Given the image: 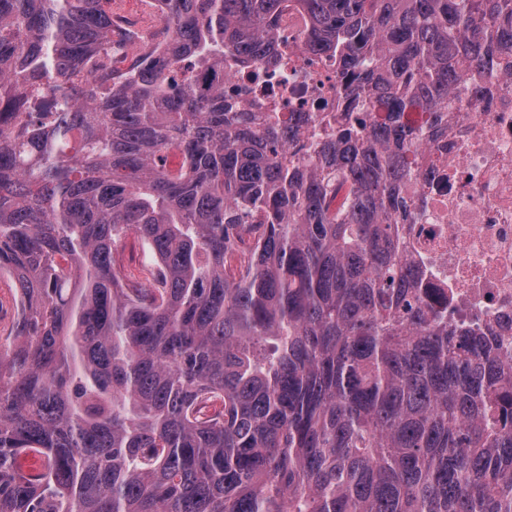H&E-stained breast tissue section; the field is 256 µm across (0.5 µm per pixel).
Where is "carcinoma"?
<instances>
[{"label":"carcinoma","instance_id":"obj_1","mask_svg":"<svg viewBox=\"0 0 512 512\" xmlns=\"http://www.w3.org/2000/svg\"><path fill=\"white\" fill-rule=\"evenodd\" d=\"M299 5L346 111L385 112L311 147L224 97V57L275 63L283 0H168V54L103 90L75 78L112 0H0V512H512V360L402 236L403 112L440 127L512 54V0ZM116 256L127 268L137 272L142 267L144 259L142 242L135 234H129L118 242Z\"/></svg>","mask_w":512,"mask_h":512}]
</instances>
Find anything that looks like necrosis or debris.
Masks as SVG:
<instances>
[{"mask_svg":"<svg viewBox=\"0 0 512 512\" xmlns=\"http://www.w3.org/2000/svg\"><path fill=\"white\" fill-rule=\"evenodd\" d=\"M309 21L288 5L279 21L277 66L258 59L224 61L225 96L256 113L291 112L302 132L320 131L324 118L343 116L335 61L307 41ZM117 47L124 68L101 77L130 78L145 54H158L167 37L144 36L121 19ZM495 70L467 67L441 129L429 130L411 108L406 124L423 131V146L409 191L414 198L406 226L409 258L428 287L448 296V317L486 336L495 351L512 354V58Z\"/></svg>","mask_w":512,"mask_h":512,"instance_id":"1","label":"necrosis or debris"}]
</instances>
